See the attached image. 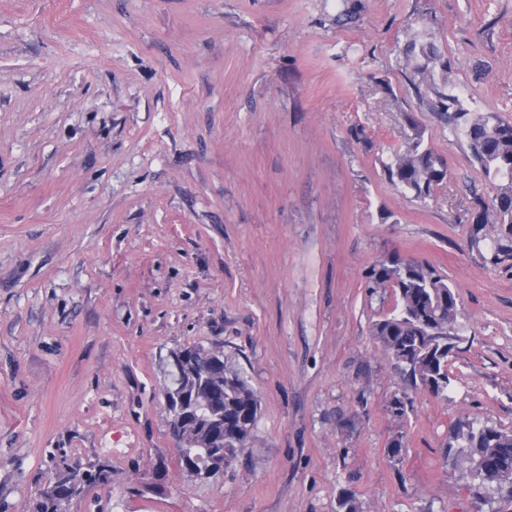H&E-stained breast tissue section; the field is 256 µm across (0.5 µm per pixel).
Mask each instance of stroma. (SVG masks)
<instances>
[{
    "label": "stroma",
    "mask_w": 512,
    "mask_h": 512,
    "mask_svg": "<svg viewBox=\"0 0 512 512\" xmlns=\"http://www.w3.org/2000/svg\"><path fill=\"white\" fill-rule=\"evenodd\" d=\"M413 40L512 122V0H0V512L105 459L68 512H512L444 459L461 417L512 430V266L469 247L497 183L416 95ZM416 128L447 166L423 201L384 172ZM392 252L447 277L460 326L447 398L401 421L368 280ZM193 344L260 400L207 481L160 395Z\"/></svg>",
    "instance_id": "stroma-1"
}]
</instances>
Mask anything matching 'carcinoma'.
<instances>
[{"instance_id": "obj_1", "label": "carcinoma", "mask_w": 512, "mask_h": 512, "mask_svg": "<svg viewBox=\"0 0 512 512\" xmlns=\"http://www.w3.org/2000/svg\"><path fill=\"white\" fill-rule=\"evenodd\" d=\"M407 58L422 56L415 67L421 76L412 83L417 95L421 86L432 90V109L452 127H463L472 160L483 175L499 181L491 203L480 202L469 229V245L491 266L512 263V122L495 114H475L465 109L456 95L445 92L448 62L434 45L407 44ZM441 70L442 87L428 80L429 66ZM388 179L424 199L440 186L446 172L442 158L424 144L423 131L413 128L405 149L384 165ZM371 287L394 288L397 313L373 324L385 356L398 370L407 390L393 396L390 412L399 420L412 408L409 392L448 397V338L458 337V306L448 281L433 265L406 262L397 255L381 259L370 271ZM211 349L189 346L172 356L187 357L180 378L173 380L180 408L198 425V435L176 449L180 475L188 480L215 478L224 465L235 460L253 439L260 409L259 399L241 372L228 360L215 363ZM483 487L493 474H512V432L495 426L457 420L445 453ZM112 482V464L100 462L87 470L79 465L59 468L49 480L52 489L40 491L33 512H67V505L95 487Z\"/></svg>"}]
</instances>
